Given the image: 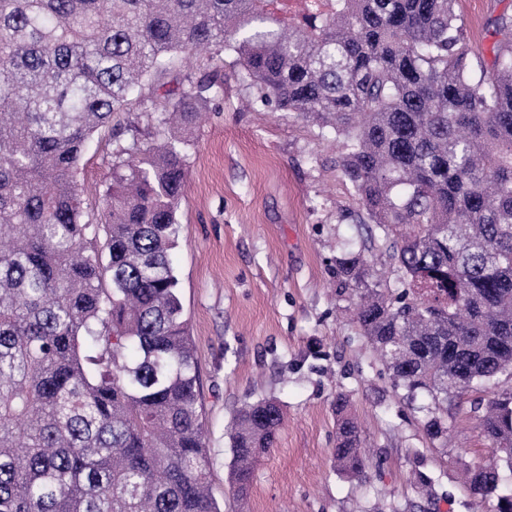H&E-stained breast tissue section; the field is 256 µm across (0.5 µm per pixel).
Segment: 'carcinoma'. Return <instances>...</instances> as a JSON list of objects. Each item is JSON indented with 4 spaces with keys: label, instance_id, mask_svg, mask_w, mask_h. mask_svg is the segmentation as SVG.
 <instances>
[{
    "label": "carcinoma",
    "instance_id": "obj_1",
    "mask_svg": "<svg viewBox=\"0 0 512 512\" xmlns=\"http://www.w3.org/2000/svg\"><path fill=\"white\" fill-rule=\"evenodd\" d=\"M455 0H0V512H222L209 489L193 344L171 251L192 122L217 93L168 99L172 134L119 146L104 224L76 172L92 135L143 83L218 46L276 106L334 134L366 241L392 283L336 259L353 323L432 440L448 403L512 378V20L491 67ZM105 232L102 249L88 236ZM336 396L338 471L370 466ZM283 409L233 423L243 500ZM493 457L465 464L477 512H512V389L488 401ZM414 487L434 499L432 480Z\"/></svg>",
    "mask_w": 512,
    "mask_h": 512
}]
</instances>
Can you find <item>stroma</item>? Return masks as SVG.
I'll return each mask as SVG.
<instances>
[{"instance_id": "obj_1", "label": "stroma", "mask_w": 512, "mask_h": 512, "mask_svg": "<svg viewBox=\"0 0 512 512\" xmlns=\"http://www.w3.org/2000/svg\"><path fill=\"white\" fill-rule=\"evenodd\" d=\"M455 11L491 63L512 0H456ZM203 79L220 93L185 131L191 146L172 260L194 345L213 497L224 512H420L407 481L419 470L434 482L439 512H474L456 469L488 457L471 404L490 391L449 409L444 443L430 440L396 396L348 316L352 291L337 286V257L360 251L366 238L358 196L340 170L345 150L262 99L233 53L175 59L162 84L143 86L141 107L115 113L113 127L94 134L77 171L90 220L101 215L118 145L164 137L165 90ZM340 392L373 454L359 478L340 475L333 458ZM261 399L283 404L285 419L240 501L229 483L231 425Z\"/></svg>"}]
</instances>
